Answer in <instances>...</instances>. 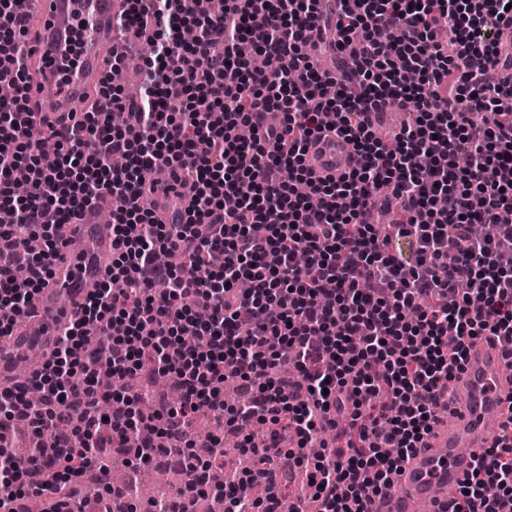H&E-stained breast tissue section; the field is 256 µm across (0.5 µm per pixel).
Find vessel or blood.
Masks as SVG:
<instances>
[{"instance_id": "vessel-or-blood-1", "label": "vessel or blood", "mask_w": 512, "mask_h": 512, "mask_svg": "<svg viewBox=\"0 0 512 512\" xmlns=\"http://www.w3.org/2000/svg\"><path fill=\"white\" fill-rule=\"evenodd\" d=\"M45 18L37 43L33 95L53 121L57 135L71 128L70 115L85 99L112 57L117 21L126 0H39ZM307 163L320 178H335L352 169L351 144L337 134L315 143ZM151 209L158 222H179L190 205V186L167 191L164 173ZM111 194L92 200L59 228L62 249L46 285L36 298L33 315L22 318L10 334L0 336V390L18 383L17 362L42 369L56 335L80 312L104 275L103 257L112 252V226L104 219ZM453 412L436 425L402 464L388 494L374 498L371 512H421L435 500H447L470 471L473 453L493 446L488 416L506 415L512 407V365L495 337L478 340L463 371L451 383Z\"/></svg>"}]
</instances>
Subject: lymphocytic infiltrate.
<instances>
[{"instance_id": "f902f5d3", "label": "lymphocytic infiltrate", "mask_w": 512, "mask_h": 512, "mask_svg": "<svg viewBox=\"0 0 512 512\" xmlns=\"http://www.w3.org/2000/svg\"><path fill=\"white\" fill-rule=\"evenodd\" d=\"M24 2L0 0V74L13 90L0 99V335L49 277L63 215L104 191L116 202L114 251L44 369L0 392V507L18 512L37 492L52 512H73L55 491L90 471L105 482L104 447L146 464L156 442L192 448L188 429L206 413L220 424L216 442L237 438L256 462L236 481L259 495H225L224 512H279L264 485L275 450L304 467L314 512H367L438 422L444 384L474 343L503 339L512 359V269L498 262L512 251V182L502 177L512 169V84L499 77L512 48L498 38L512 29V0H336L334 24L322 0H227L186 46L182 0H127L120 28L153 49L144 94L129 100L102 85L49 164L29 110ZM331 30L340 46L359 33L355 68L320 70L315 53ZM246 41L265 70L242 55ZM390 105L417 112L394 150L371 123ZM275 109L285 122L268 121ZM332 131L356 160L324 180L306 157ZM22 166L31 191L20 200ZM160 167L171 181L193 179L177 224L143 205ZM478 223L491 234L473 238ZM396 239L414 244V260L392 254ZM159 249L180 266L156 264ZM104 364L113 378L169 376L182 399L142 415L143 392L108 391ZM229 372L241 400L224 396ZM107 400L118 408L103 412ZM18 418L32 435L53 432L22 459L10 450ZM260 424L257 443L248 429ZM317 444L322 453L307 457ZM438 512H512V419Z\"/></svg>"}]
</instances>
